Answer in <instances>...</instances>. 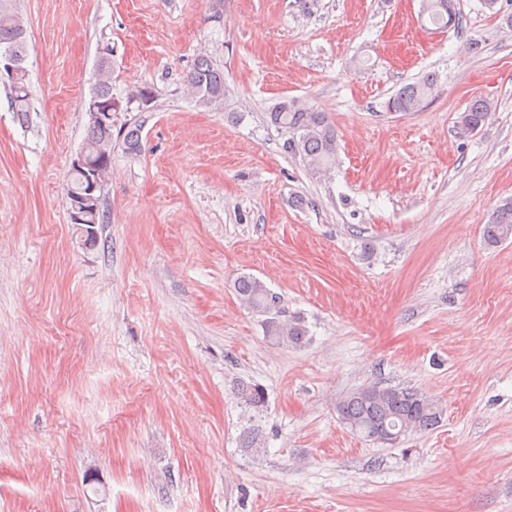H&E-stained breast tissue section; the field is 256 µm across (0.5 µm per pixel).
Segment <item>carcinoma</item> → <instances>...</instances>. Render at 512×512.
<instances>
[{"mask_svg": "<svg viewBox=\"0 0 512 512\" xmlns=\"http://www.w3.org/2000/svg\"><path fill=\"white\" fill-rule=\"evenodd\" d=\"M422 14L440 28H456L460 21L457 0H423ZM24 25L13 10L11 0H0V46H12L23 54ZM112 65L103 59L99 64L102 78L94 93L104 98L112 97L109 73ZM187 83L204 105L224 100V71L214 67L205 57L198 59L187 76ZM437 77L429 73L414 83L404 85L388 101L391 112H419L437 93ZM13 112L23 119L30 112V96L26 74L18 77L11 90ZM492 112V104L483 97L473 98L459 116V128L472 132L480 128ZM269 120L287 135L283 149L299 156L313 169L320 170L333 164L336 156V130L323 112L309 107H300L293 100L277 102L269 112ZM125 150L130 154L140 151V129L127 126L123 137ZM89 155L97 161L101 149L112 150V126H88L84 142ZM483 236L490 244H497L512 237V200L500 204L492 212L490 221L484 225ZM240 299L253 310L269 315L264 322L266 336L277 344L298 345L307 336L306 326L301 320L282 319L276 307L277 296L264 283L250 276L236 282ZM240 398L251 407L258 408L265 402V394L257 385L244 384ZM336 411L342 423L362 437L376 443H386L390 436L398 433L406 436L412 432L434 428L440 421L439 406L417 390L408 387L371 384L358 388L341 399Z\"/></svg>", "mask_w": 512, "mask_h": 512, "instance_id": "cac0c4a2", "label": "carcinoma"}]
</instances>
